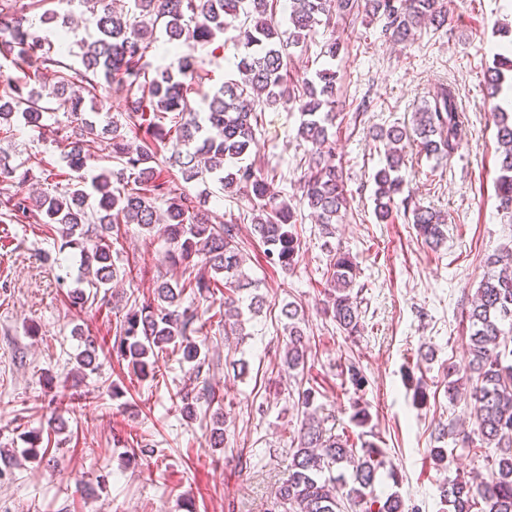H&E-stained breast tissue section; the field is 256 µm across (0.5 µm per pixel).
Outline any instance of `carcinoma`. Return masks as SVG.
Instances as JSON below:
<instances>
[{"mask_svg":"<svg viewBox=\"0 0 512 512\" xmlns=\"http://www.w3.org/2000/svg\"><path fill=\"white\" fill-rule=\"evenodd\" d=\"M80 3L98 37L81 45V67L74 68L61 59L67 21L54 32L59 40L53 41L34 30L19 0H0V134L10 133L18 118L27 126L39 127L47 112L66 114L63 138L69 151L65 159L69 170L77 173L53 194L0 192V208L18 223L41 218L56 236L58 253L80 249L82 270L70 295L71 303L80 308L100 293H108L112 282L136 278V267L129 264L121 269L112 260L120 225L162 230L167 243L164 261L175 277L158 284L152 302L131 306L112 340L111 351L126 363L129 374L154 379L159 353L169 350L180 356L189 365L190 385L177 390L176 398L183 415L193 420L201 405L215 402L216 392L210 384L205 322L182 301L221 295L226 333L244 335L235 292L257 284L243 272L238 224L232 219L216 223L206 208L210 185L248 203L254 233L274 264L288 272L298 262L302 245L294 208L279 199L271 182L250 161L258 147L256 107L261 104L298 105V135L311 144L308 173L299 185L301 199L316 216L329 253L321 311L343 333L357 335L362 314L361 302L353 294L357 264L329 241L349 208L342 165L330 161L336 72H316V78L302 81V94H296L284 64L285 46L307 42L319 25L336 28L335 19L353 14L356 8L368 17L384 19L383 34L405 43L425 24L444 26L446 0H290L285 30L268 17L270 0H133L134 10L126 13L117 9L116 0ZM241 16L237 40L242 51L235 61L241 80L224 81L212 95L203 97L202 109H192L188 95L200 77L195 50L223 35L227 19L238 21ZM161 20L165 43L170 45L167 53L174 60L151 76L146 56L158 40L156 28ZM352 36L351 31L336 33L324 44L323 55L336 59ZM3 60L22 76L3 77ZM504 66L512 71V61L503 59L484 74L492 98L503 92ZM50 73L57 82L48 89ZM105 84L126 92V118L139 136L128 138L115 122L101 128L86 112V103H95ZM493 118L499 154L496 194L501 210L512 215V113L497 104ZM108 132L111 158L120 168L103 169L88 179L84 171L93 168L100 135ZM462 133L456 90L444 83L418 109L413 128L372 131L384 145V165L374 175L378 221L393 220L395 199L404 190L405 155L400 144L412 138L426 156L439 160L458 146ZM173 143L185 151L171 154L169 163L178 168L184 182L201 186L194 194L156 180L158 157ZM30 175L29 167L0 162L1 183L24 185ZM129 175L135 182L130 189L125 184ZM411 214L422 243L433 251L441 248L446 240L445 219L420 206ZM487 265L490 271L480 281L467 312L468 367L462 375L456 366H448V398L466 402L477 429L472 436L460 435L450 424L440 438L449 437L463 447L477 439L500 449L501 456L490 479L458 476L442 489L450 512H472L477 506L480 512H512V341L508 340L512 336V250L489 256ZM281 312L288 320L284 366L296 371L305 366L311 351L310 339L300 327L304 313L293 302L283 305ZM99 349H104L99 337L84 338V349L75 357L77 373L85 377L99 370ZM75 399L82 395H55L49 430L64 427L60 414L69 412ZM314 400L313 389L298 390L297 407L303 419L288 476L270 512H404L398 492L374 494L378 473L388 464L384 451L367 441L358 449L349 437L331 433L317 417Z\"/></svg>","mask_w":512,"mask_h":512,"instance_id":"obj_1","label":"carcinoma"}]
</instances>
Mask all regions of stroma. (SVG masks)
<instances>
[{
	"instance_id": "obj_1",
	"label": "stroma",
	"mask_w": 512,
	"mask_h": 512,
	"mask_svg": "<svg viewBox=\"0 0 512 512\" xmlns=\"http://www.w3.org/2000/svg\"><path fill=\"white\" fill-rule=\"evenodd\" d=\"M448 21L427 27L405 44L381 34V21L356 19L357 36L336 60L321 53L330 30L321 28L302 47L286 50L288 72L302 80L316 70H336L334 162L343 167L350 208L337 225L333 245L358 263L356 286L363 300L362 328L346 336L319 308L328 254L319 226L301 199L299 181L307 171L308 143L297 135L299 113L263 107L256 138L255 164L272 178L298 215L303 250L289 272L271 267L251 232L246 203L214 192L208 202L216 217L232 215L241 228L244 270L259 283L266 304L259 315H246L243 341L224 340L218 304L198 299L215 362L210 377L223 397L227 440L209 443L211 417L189 421L172 402L188 378L177 356L160 355L159 382L131 377L124 362L101 354L98 373L80 384L93 404L67 414L66 429L53 436L48 459L24 460L0 475V512H268L288 472L292 441L300 426L297 391L311 388L320 417L334 433L375 442L385 452L398 480L381 477L377 491L399 492L408 512H445L440 488L459 474L489 477L499 449L456 448L439 440V423L470 427L464 403L448 399V363L469 361L464 314L487 267L486 259L512 249V222L498 209V175L493 102L483 74L498 56L512 54V0H446ZM234 29L218 47L197 50L203 80L190 94L200 106L225 79L234 77L239 51ZM458 92L465 125L459 147L436 161L416 144L405 147L406 200L398 201L394 220L374 215L373 176L384 148L373 139L376 127L410 124L412 115L439 83ZM63 113L46 115L40 128L15 124L0 142L13 162L31 156L59 158L65 143L59 130ZM423 206L440 211L447 242L438 251L423 246L411 211ZM167 248L159 231L126 224L113 247L117 265L134 262L139 274L124 282V294L153 301L155 282L165 276ZM54 240L43 225L13 223L0 215V448L22 455L30 431L51 416L49 400L67 389L66 377L82 350L84 336H114L126 313L125 302L69 306V286L60 272L77 275L79 258L68 255L54 264ZM294 302L305 314L303 329L313 348L304 370L288 375L281 357L288 335L280 314ZM248 372L236 377L238 362ZM359 363L366 378L363 392L347 382L345 367ZM422 381L425 403L414 402V383ZM120 395H113V387ZM365 402L372 415L367 428L351 421L353 400ZM452 448L445 465L428 455L437 445ZM153 448L150 457L131 459L130 448ZM106 489H98L99 476Z\"/></svg>"
}]
</instances>
